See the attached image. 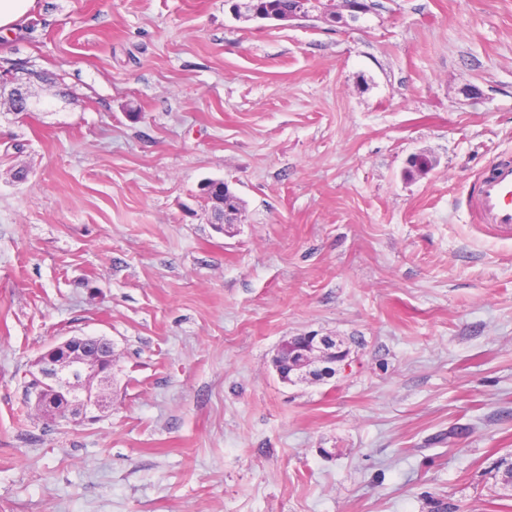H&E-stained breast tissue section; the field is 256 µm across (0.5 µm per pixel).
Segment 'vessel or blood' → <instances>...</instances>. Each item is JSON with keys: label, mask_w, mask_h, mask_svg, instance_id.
<instances>
[{"label": "vessel or blood", "mask_w": 512, "mask_h": 512, "mask_svg": "<svg viewBox=\"0 0 512 512\" xmlns=\"http://www.w3.org/2000/svg\"><path fill=\"white\" fill-rule=\"evenodd\" d=\"M470 208L476 223L512 234V160H498L480 174Z\"/></svg>", "instance_id": "1"}]
</instances>
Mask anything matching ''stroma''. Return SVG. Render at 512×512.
Segmentation results:
<instances>
[{
    "label": "stroma",
    "mask_w": 512,
    "mask_h": 512,
    "mask_svg": "<svg viewBox=\"0 0 512 512\" xmlns=\"http://www.w3.org/2000/svg\"><path fill=\"white\" fill-rule=\"evenodd\" d=\"M372 2L36 0L0 33V71L57 76L0 112V512H512V237L467 202L512 157V0ZM308 334L347 364L281 382ZM71 336L114 341L112 404L54 424L29 370ZM240 3L245 6V14L251 16L255 22L276 20V17L288 14L295 6L294 0H241ZM307 20L309 16L300 5L293 13L288 14V22Z\"/></svg>",
    "instance_id": "obj_1"
}]
</instances>
